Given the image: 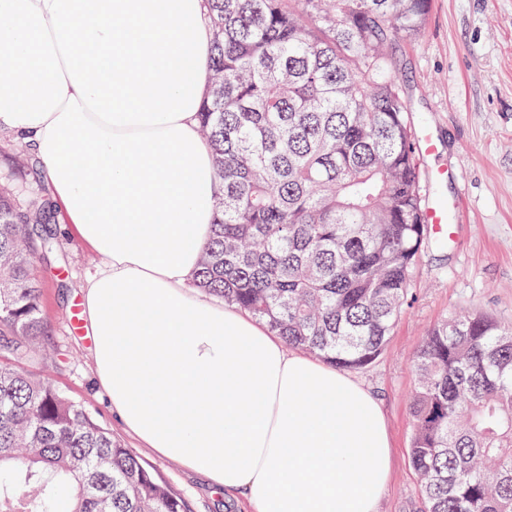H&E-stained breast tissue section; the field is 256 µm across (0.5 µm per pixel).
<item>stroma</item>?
<instances>
[{
    "label": "stroma",
    "instance_id": "1",
    "mask_svg": "<svg viewBox=\"0 0 512 512\" xmlns=\"http://www.w3.org/2000/svg\"><path fill=\"white\" fill-rule=\"evenodd\" d=\"M393 59L412 126L431 127L441 148L439 162L455 163L443 192H463L467 207L447 247L426 238L408 301L383 354L354 374L381 403L391 438L392 475L380 512H420L410 459L413 356L427 330L453 312L478 310L512 321V0H432L420 32L396 42ZM0 186L20 201L38 194L53 237L52 249L37 254L34 264L47 324V356L34 371L50 374L60 391L160 474L193 512H251L241 494L215 491L205 476L142 447L114 419L97 387L89 343L72 322L80 304L77 288L99 260L63 234L42 167L5 136Z\"/></svg>",
    "mask_w": 512,
    "mask_h": 512
}]
</instances>
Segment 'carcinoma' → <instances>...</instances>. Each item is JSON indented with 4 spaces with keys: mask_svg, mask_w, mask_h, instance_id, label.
Wrapping results in <instances>:
<instances>
[{
    "mask_svg": "<svg viewBox=\"0 0 512 512\" xmlns=\"http://www.w3.org/2000/svg\"><path fill=\"white\" fill-rule=\"evenodd\" d=\"M200 133L217 210L195 283L341 370L382 354L426 234L389 47L430 0H205ZM45 203L0 194V512H190L147 465L21 361L44 326ZM410 455L422 512H512V322L435 324L414 356Z\"/></svg>",
    "mask_w": 512,
    "mask_h": 512,
    "instance_id": "1",
    "label": "carcinoma"
}]
</instances>
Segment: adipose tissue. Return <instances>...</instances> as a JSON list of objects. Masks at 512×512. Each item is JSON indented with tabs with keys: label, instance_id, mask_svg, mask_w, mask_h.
<instances>
[{
	"label": "adipose tissue",
	"instance_id": "adipose-tissue-1",
	"mask_svg": "<svg viewBox=\"0 0 512 512\" xmlns=\"http://www.w3.org/2000/svg\"><path fill=\"white\" fill-rule=\"evenodd\" d=\"M210 50L204 0H0V135L30 144L102 260L80 291L124 428L254 512H378L392 457L373 395L194 292L216 215Z\"/></svg>",
	"mask_w": 512,
	"mask_h": 512
}]
</instances>
